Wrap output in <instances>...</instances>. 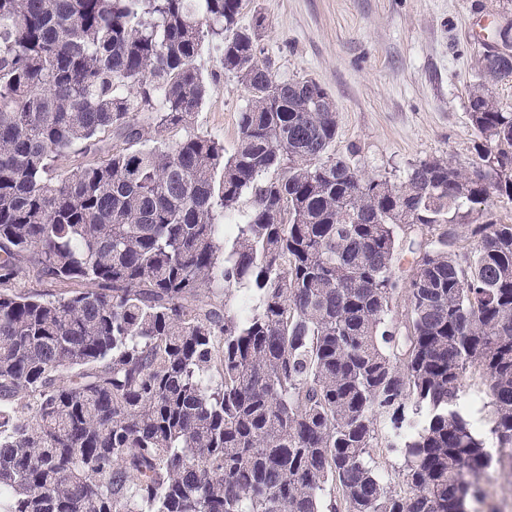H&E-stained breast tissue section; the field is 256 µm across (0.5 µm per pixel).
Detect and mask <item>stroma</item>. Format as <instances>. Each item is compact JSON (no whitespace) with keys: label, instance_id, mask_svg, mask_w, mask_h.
Listing matches in <instances>:
<instances>
[{"label":"stroma","instance_id":"obj_1","mask_svg":"<svg viewBox=\"0 0 512 512\" xmlns=\"http://www.w3.org/2000/svg\"><path fill=\"white\" fill-rule=\"evenodd\" d=\"M265 18L260 47L279 79L308 77L333 95L337 156L397 182L432 157L465 163L477 133L469 93L479 56L512 25V0H251L240 16ZM207 86L188 130L233 148L246 94L215 44L197 60ZM490 512H512V460L494 459L481 483Z\"/></svg>","mask_w":512,"mask_h":512}]
</instances>
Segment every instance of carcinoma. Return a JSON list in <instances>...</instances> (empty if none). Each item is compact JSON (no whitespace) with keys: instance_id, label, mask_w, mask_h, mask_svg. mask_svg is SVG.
Segmentation results:
<instances>
[{"instance_id":"1","label":"carcinoma","mask_w":512,"mask_h":512,"mask_svg":"<svg viewBox=\"0 0 512 512\" xmlns=\"http://www.w3.org/2000/svg\"><path fill=\"white\" fill-rule=\"evenodd\" d=\"M242 10L0 0V512H470L492 456L469 372L512 457V110L481 84L466 164L367 176ZM207 38L247 96L230 154L147 135L201 108Z\"/></svg>"}]
</instances>
